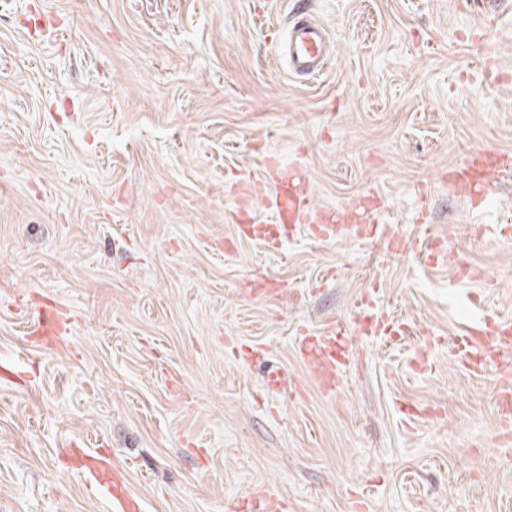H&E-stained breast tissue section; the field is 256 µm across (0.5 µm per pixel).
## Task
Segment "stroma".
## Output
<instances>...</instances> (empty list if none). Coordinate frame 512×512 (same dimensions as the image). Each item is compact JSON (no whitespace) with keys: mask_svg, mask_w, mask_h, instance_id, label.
Returning <instances> with one entry per match:
<instances>
[{"mask_svg":"<svg viewBox=\"0 0 512 512\" xmlns=\"http://www.w3.org/2000/svg\"><path fill=\"white\" fill-rule=\"evenodd\" d=\"M470 2L0 0V512H110L74 444L144 512H512L503 371L449 355L472 308L512 320V177L448 191L472 151L512 160V10ZM306 16L333 50L312 80L274 52ZM269 158L316 208L376 200L380 236L225 254L276 221L237 197ZM373 286L418 334H354ZM330 317L354 362L328 399L294 345Z\"/></svg>","mask_w":512,"mask_h":512,"instance_id":"35a3bbf8","label":"stroma"}]
</instances>
